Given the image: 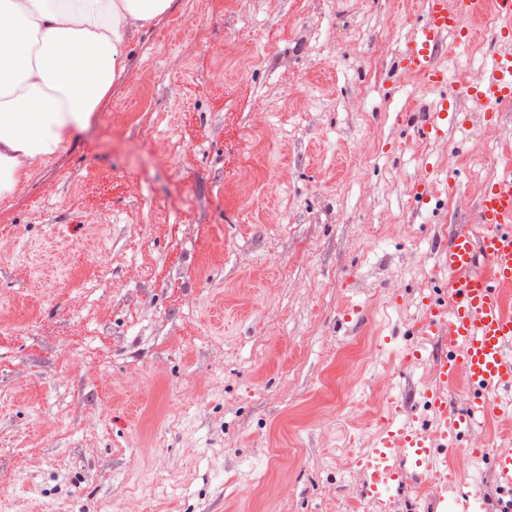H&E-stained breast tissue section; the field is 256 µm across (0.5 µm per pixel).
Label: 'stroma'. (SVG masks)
<instances>
[{"label": "stroma", "mask_w": 512, "mask_h": 512, "mask_svg": "<svg viewBox=\"0 0 512 512\" xmlns=\"http://www.w3.org/2000/svg\"><path fill=\"white\" fill-rule=\"evenodd\" d=\"M423 0H175L90 127L0 202V512H448L491 417L446 449L421 298L512 155V120L457 101L443 140L407 113ZM493 26L439 55L483 79ZM457 178L417 205L418 184ZM400 394L399 406L389 399ZM432 434L448 482L368 495L388 422Z\"/></svg>", "instance_id": "1"}]
</instances>
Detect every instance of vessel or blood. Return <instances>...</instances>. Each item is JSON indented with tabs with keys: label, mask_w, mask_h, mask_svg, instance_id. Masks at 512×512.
Returning <instances> with one entry per match:
<instances>
[{
	"label": "vessel or blood",
	"mask_w": 512,
	"mask_h": 512,
	"mask_svg": "<svg viewBox=\"0 0 512 512\" xmlns=\"http://www.w3.org/2000/svg\"><path fill=\"white\" fill-rule=\"evenodd\" d=\"M496 4L498 25L493 38L507 43L512 41V0H496ZM423 5L418 35L400 53L405 69L440 91L432 117L417 125L418 134L442 139L451 103L458 99L476 100L488 120H500L512 106V52L494 54L484 81L477 85L454 82L448 68L437 61L444 37L468 43L467 21L478 11L480 0H423ZM503 167L499 178L488 183L478 197L473 220L480 234L457 231L440 251L441 265L448 272V295L426 298V317L418 327L424 341L441 337L446 342L434 356L439 379L445 382L465 374L471 391V407L465 413L450 411L440 394L429 396L438 431L453 447L479 419L512 421V314L504 311L500 298L502 286L512 283L511 157ZM396 452L410 455L416 472L427 470L435 479L444 480L427 433L409 423L390 426L361 458L369 475L368 494L377 496L405 484L406 474L389 463ZM491 466L500 489L512 496V454L495 455ZM451 492L454 512H476L481 497L478 485H458Z\"/></svg>",
	"instance_id": "1"
}]
</instances>
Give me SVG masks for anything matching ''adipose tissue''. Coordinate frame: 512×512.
Returning <instances> with one entry per match:
<instances>
[{
	"label": "adipose tissue",
	"instance_id": "1",
	"mask_svg": "<svg viewBox=\"0 0 512 512\" xmlns=\"http://www.w3.org/2000/svg\"><path fill=\"white\" fill-rule=\"evenodd\" d=\"M174 0H0V201L66 152Z\"/></svg>",
	"mask_w": 512,
	"mask_h": 512
}]
</instances>
